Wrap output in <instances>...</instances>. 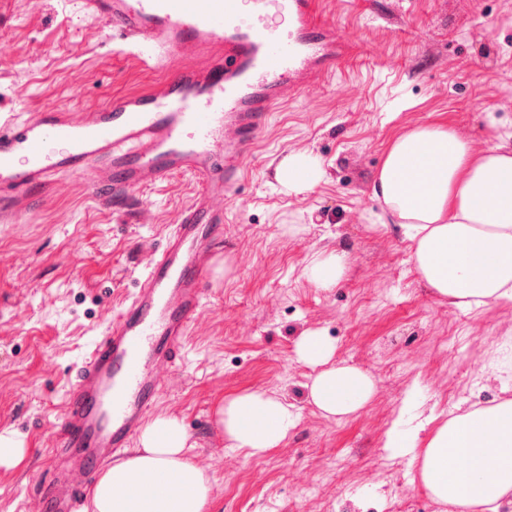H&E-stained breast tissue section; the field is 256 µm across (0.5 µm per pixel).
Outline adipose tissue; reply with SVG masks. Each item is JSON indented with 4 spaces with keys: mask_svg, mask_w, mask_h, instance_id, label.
<instances>
[{
    "mask_svg": "<svg viewBox=\"0 0 512 512\" xmlns=\"http://www.w3.org/2000/svg\"><path fill=\"white\" fill-rule=\"evenodd\" d=\"M495 142L474 152L444 125L416 127L389 145L373 182L384 214L411 243L413 265L438 298L477 309L512 302V130L495 116ZM346 257L312 254L306 275L315 287L338 286ZM335 347L317 331L296 345L315 368L312 403L327 417H348L376 392L368 372L334 362ZM218 423L230 447L260 456L279 447L295 425L290 404L265 392L225 401ZM420 427L392 429V455L414 454L421 488L462 512L512 508V400L456 414L428 436ZM189 435L175 416H161L140 435L137 452L102 471L90 490L92 512H203L212 479L188 455Z\"/></svg>",
    "mask_w": 512,
    "mask_h": 512,
    "instance_id": "adipose-tissue-1",
    "label": "adipose tissue"
}]
</instances>
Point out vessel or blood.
<instances>
[{"label": "vessel or blood", "mask_w": 512, "mask_h": 512, "mask_svg": "<svg viewBox=\"0 0 512 512\" xmlns=\"http://www.w3.org/2000/svg\"><path fill=\"white\" fill-rule=\"evenodd\" d=\"M157 81L73 113H0V223L77 178L102 205L130 211L137 193L176 175L196 186L129 302L78 366L37 512H80L94 472L151 421L224 240V203L244 178L274 106L304 92L352 51L320 21L317 0H80Z\"/></svg>", "instance_id": "b4317fda"}]
</instances>
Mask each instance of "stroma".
Here are the masks:
<instances>
[{
  "mask_svg": "<svg viewBox=\"0 0 512 512\" xmlns=\"http://www.w3.org/2000/svg\"><path fill=\"white\" fill-rule=\"evenodd\" d=\"M320 2L353 51L271 113L224 212L226 271L157 413L181 419L193 459L206 462L209 512H448L385 435L411 397L414 414L442 420L512 399L501 386L512 378V303L471 311L438 299L400 228L378 227L373 179L389 142L415 127H452L481 150L494 142L487 113L512 123V0ZM119 45L68 0H0V95L22 114L46 104L78 112L148 89L157 73ZM297 153L317 157L325 175L287 195L272 170ZM191 196L188 178L175 177L140 192L139 217L124 220L72 179L19 223L0 224V430L26 444L20 464L0 467V512H21L48 484L73 366ZM332 250L346 252V275L314 287L308 258ZM311 330L334 342L335 360L375 379L374 399L347 420L324 417L309 398L313 370L295 348ZM246 391L276 394L299 416L260 457L228 447L216 422L224 400Z\"/></svg>",
  "mask_w": 512,
  "mask_h": 512,
  "instance_id": "35a3bbf8",
  "label": "stroma"
}]
</instances>
